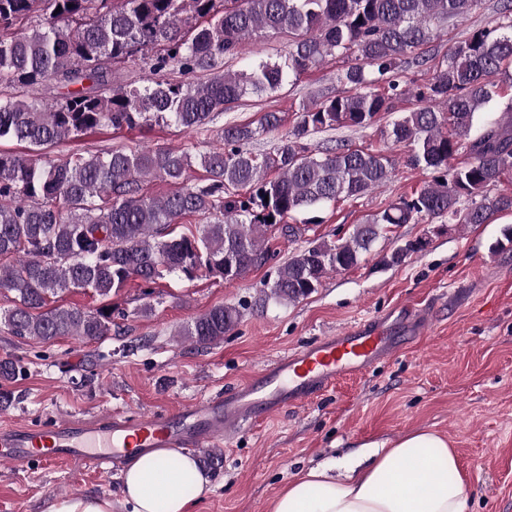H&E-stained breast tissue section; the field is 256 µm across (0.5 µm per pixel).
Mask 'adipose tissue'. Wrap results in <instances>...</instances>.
<instances>
[{"label": "adipose tissue", "mask_w": 512, "mask_h": 512, "mask_svg": "<svg viewBox=\"0 0 512 512\" xmlns=\"http://www.w3.org/2000/svg\"><path fill=\"white\" fill-rule=\"evenodd\" d=\"M131 512H193L211 484L195 457L178 448L137 453L121 476ZM468 481L455 448L430 429L407 433L375 452L369 465L339 479L331 467L301 472L271 512H469Z\"/></svg>", "instance_id": "ef3b65f1"}]
</instances>
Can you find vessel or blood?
I'll return each mask as SVG.
<instances>
[{"label": "vessel or blood", "mask_w": 512, "mask_h": 512, "mask_svg": "<svg viewBox=\"0 0 512 512\" xmlns=\"http://www.w3.org/2000/svg\"><path fill=\"white\" fill-rule=\"evenodd\" d=\"M431 317L427 307L404 306L396 316L358 323L278 356L249 382L174 411L106 412L92 422L59 418L45 427H11L0 431V461L16 467L35 462L49 469L74 464L109 476L143 449L223 447L259 418L304 405L337 381L364 374L399 351L400 337L424 335Z\"/></svg>", "instance_id": "vessel-or-blood-1"}]
</instances>
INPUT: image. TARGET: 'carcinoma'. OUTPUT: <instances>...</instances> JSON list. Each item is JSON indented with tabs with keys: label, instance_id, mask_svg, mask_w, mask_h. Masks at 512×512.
Returning a JSON list of instances; mask_svg holds the SVG:
<instances>
[{
	"label": "carcinoma",
	"instance_id": "obj_1",
	"mask_svg": "<svg viewBox=\"0 0 512 512\" xmlns=\"http://www.w3.org/2000/svg\"><path fill=\"white\" fill-rule=\"evenodd\" d=\"M481 0H0V141L45 147L100 127L114 130L163 123L195 134L211 131L224 112L249 95L275 93L328 58H346L332 96L302 106L295 127L275 150L250 144L276 131L282 118L265 112L257 125L227 123L216 144L188 149H112L41 160L0 151V290L14 305L0 327L18 339L83 343L112 335L115 310L54 305L74 288L107 298L132 280L154 284L167 274L244 278L267 259L268 231L287 236L295 215L353 200L385 185L390 157L364 149L323 147L313 135L368 128L396 103L418 106L394 120L387 137L410 147L408 162L435 173L346 239L314 241L260 283L258 302H296L327 275L356 266L386 229L438 219L485 224L512 213V192L488 190L512 176V100L493 118L492 77L512 68V0H498L502 21L478 29L448 49L427 84L411 91L398 75L434 26L462 21ZM27 24L14 35L10 29ZM288 35L282 59L258 58L240 70L248 40ZM140 56L141 84L120 82L112 65ZM202 72L191 84L175 73ZM54 79L63 89L52 103L30 89ZM467 161L451 160L459 153ZM206 183L183 184L192 162ZM178 185L162 198L141 193V182ZM205 223L177 232L186 217ZM273 221H267V218ZM242 305H219L182 327L179 335L206 347L224 339L242 317ZM24 372L19 359L0 360V404L11 401L1 384Z\"/></svg>",
	"mask_w": 512,
	"mask_h": 512
}]
</instances>
